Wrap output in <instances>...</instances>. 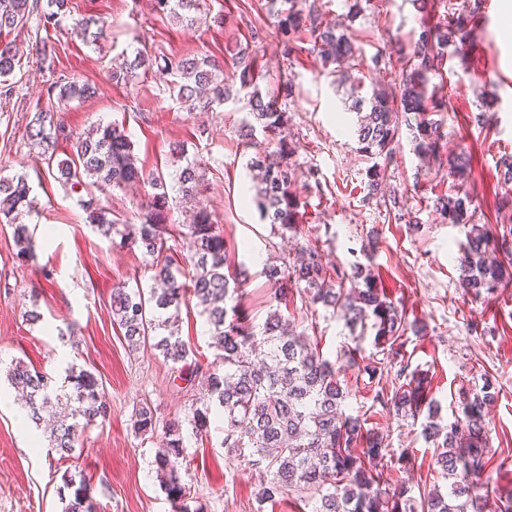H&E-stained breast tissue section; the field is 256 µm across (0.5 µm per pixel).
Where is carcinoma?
Segmentation results:
<instances>
[{
	"label": "carcinoma",
	"instance_id": "obj_1",
	"mask_svg": "<svg viewBox=\"0 0 512 512\" xmlns=\"http://www.w3.org/2000/svg\"><path fill=\"white\" fill-rule=\"evenodd\" d=\"M201 2L155 0V7L193 24L203 20ZM412 2L422 11L418 38L394 62L383 61L385 53L380 50L372 57L376 66L383 62L396 65L394 82L374 87L366 95L360 81L351 88V108L360 114V150L373 160L366 171L368 196L379 197V204L397 212L398 219L416 221L404 194L382 192L387 162L395 154L401 125H407L419 155L435 162L446 160L451 184L448 192L433 200V211L450 224L472 225L460 247L457 265L462 287L479 300L512 281V248L497 244L486 229L474 223L473 198L463 187L470 156L447 150L445 126L430 117L432 112L443 111L446 100L442 86L430 81L434 76L443 77L448 46L466 43L468 23L478 13L480 0H464L457 12L437 18L426 10L427 0ZM267 10L273 19L274 37L285 42L298 32H309L311 52L322 67H338L341 80L350 79V72L363 66V55L349 30L325 22L307 0H267ZM34 14L44 31L55 30L70 15L69 0H46L44 7L39 0H0V32L23 26ZM71 34L95 44L104 37V26L93 16L74 18ZM41 42L40 67L50 74L47 102L27 124L26 139L29 148L38 149L40 158L49 163L59 141L71 140L58 113L74 101L95 97L98 88L57 72L54 46L44 37ZM21 58L14 42L0 41V97L9 99L15 93ZM224 64L216 57L196 55L159 62L137 47L132 57L112 68L111 77L127 85L153 70L165 73L173 77L169 91L177 101L190 111H209L229 98ZM232 65L239 71V91L247 96L251 122L246 125V135L251 138L259 130L264 136V147L248 162L249 169L256 172L255 201L260 216L284 236L295 233L305 203L293 189L295 170L289 160L294 147L283 135L286 115L281 105L293 97L296 85L287 79L276 92L262 95L255 76L257 53L245 48L232 55ZM57 173L63 185L85 189L79 206L86 222L106 239L120 236L124 244L141 253L153 272L155 286L147 293L124 284L112 288V323L123 331L128 346L137 350L148 344L164 360L188 366L193 351L180 338L179 317L181 307L194 299L206 315L211 345L219 351L218 367L194 363L190 386L202 379L203 396L195 399L187 419L166 424L164 448L155 457L157 474L175 512H203L180 464L185 450L183 426L196 437L207 434L214 408L224 416V447L258 478L261 506L297 493L313 501L312 512H484L486 499L480 489L490 461L487 415L496 398L488 381L478 391L460 394L461 413L447 424L438 422L437 411H427L424 432L438 450V474L448 481L446 490L435 484L418 502L403 484L380 487L382 474L370 468V462L386 457L392 467L405 470L409 455L404 450L395 453L377 432L365 426L362 415L346 411L342 377L348 370L367 376L376 385L374 403L413 420L422 414L424 378L392 358L408 323L401 308L374 287L373 277L363 274L362 266L350 272L339 266L330 269L314 245L301 247L300 257L293 262L284 259L267 266L264 274L278 306L268 312L261 330L255 333L241 322L234 300L243 281H231L224 273L229 260L224 232L206 204L196 202L178 231L182 261L169 254L173 246L168 244V236L175 232L172 193L199 194L204 173L200 162L188 159L172 173L148 172L139 165L124 127L108 123L72 140V154L57 163ZM133 185L150 188L148 202L140 207L136 221H123L104 198L110 190ZM32 204L30 186L23 177L0 176V224L12 228L18 255L24 257L34 255V244L28 225L19 218L31 211ZM290 283L299 288L305 302L332 309L349 325L372 321L376 344L387 346L386 356L366 357L359 346L346 345L335 361L325 358L306 336L296 332L279 307L287 301ZM64 372L59 383L20 360L7 372L35 424H40L47 409L54 410L46 451L61 460L72 457L87 428L110 415L93 372L76 364L68 365ZM389 373L393 374L391 382H383ZM156 424L149 404L135 410L134 432L152 434ZM64 488L70 490L69 496H61L64 512H95L85 480L66 479Z\"/></svg>",
	"mask_w": 512,
	"mask_h": 512
}]
</instances>
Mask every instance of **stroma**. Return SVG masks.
Listing matches in <instances>:
<instances>
[{"label":"stroma","mask_w":512,"mask_h":512,"mask_svg":"<svg viewBox=\"0 0 512 512\" xmlns=\"http://www.w3.org/2000/svg\"><path fill=\"white\" fill-rule=\"evenodd\" d=\"M222 25H188L158 13L154 0H72L73 16L104 21L107 36L89 46L61 30L51 36L64 74L96 83V98L71 103L61 119L71 136L109 122L124 123L146 170L175 171L180 162L170 147L181 142L187 157L204 165L200 198L208 204L231 246V256L247 276L238 310L259 327L269 311L266 264L288 256L295 246L315 244L325 262L342 268L367 264L377 287L404 306L406 319L423 324L425 334L406 332L400 353L425 377V399L452 420L460 389L491 381L499 390L489 408L491 460L489 501L512 493V285L483 302L470 300L460 285L456 258L467 225L443 222L432 210L435 194L447 191L445 169L423 161L409 131L388 169V190L408 191L419 223L388 217L369 199L368 158L358 150L356 115L345 99L347 87L310 56L308 41L268 39L256 44L262 66V93L294 78L297 93L286 101L285 133L295 145L296 187L306 204L298 233L288 239L261 221L246 163L254 151L241 135L247 115L243 99L230 97L214 112L186 111L169 93V76L149 73L138 84L113 83L112 64L123 53L147 48L170 59L189 54L223 57L227 45L249 40L252 27L269 25L266 0H207ZM503 0H482L472 24V44L449 51L443 76L447 109L438 113L448 130L449 148L471 155L466 174L477 208L476 224L512 244V185L501 183L498 160L512 155V39L503 37ZM323 17L348 21L364 57L376 49L410 44L419 33V14L411 0H371L355 19H347L345 0H320ZM34 23L10 34L23 52L20 80L10 102L0 103V173L26 179L36 203L25 223L34 225L35 254H17L12 231L0 227V512H63L59 489L67 476L84 477L97 512H173L155 474L160 437L140 436L133 414L149 403L159 422L184 416L192 400L170 362L143 346L131 350L112 323L111 292L116 282L150 288L151 273L140 253L105 239L86 223L78 205L81 188L62 186L45 161L30 151L25 129L37 107L45 106L47 72L37 63ZM317 169L309 180L308 169ZM43 320L31 325L28 310ZM288 309L297 331L335 359L355 342L363 354L376 353L372 329L349 328L323 307H306L292 297ZM180 334L197 362H213L215 349L199 307L181 310ZM59 377L66 363L95 372L111 414L91 426L70 459L56 461L36 449L44 431L18 417L22 409L5 374L16 360ZM346 409L367 413V425L390 448L408 450L411 469H392L379 460L387 485L406 484L412 496L439 482L436 450L422 422L373 406L367 378L347 376ZM224 420L213 418L206 438L187 436L186 465L204 512H311L307 500L290 494L258 506V481L223 447Z\"/></svg>","instance_id":"35a3bbf8"}]
</instances>
